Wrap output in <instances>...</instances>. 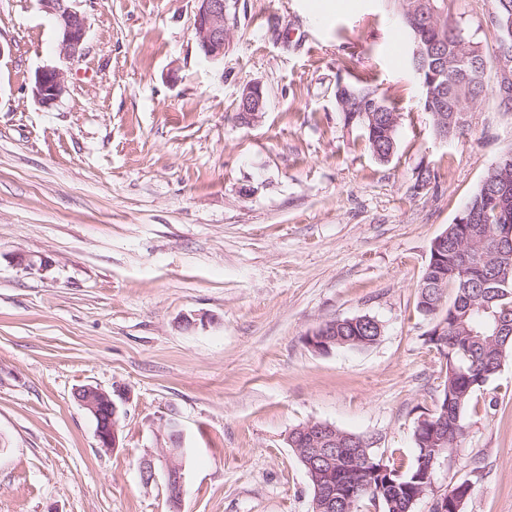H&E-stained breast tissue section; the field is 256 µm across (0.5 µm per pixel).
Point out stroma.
I'll list each match as a JSON object with an SVG mask.
<instances>
[{"label":"stroma","mask_w":512,"mask_h":512,"mask_svg":"<svg viewBox=\"0 0 512 512\" xmlns=\"http://www.w3.org/2000/svg\"><path fill=\"white\" fill-rule=\"evenodd\" d=\"M226 0L207 60L195 0H79L85 53H59L38 0H0V512H170L163 468L140 463L162 423L183 432L181 512H311L287 438L325 422L409 467L446 360L417 309L434 239L512 147L493 93L437 136L391 0ZM492 0L454 23L493 51ZM63 69L52 107L32 94ZM397 107L388 161L345 126L337 80ZM266 111L236 118L246 85ZM427 164L435 182L415 189ZM45 256L27 271L16 258ZM367 315L374 345L314 351L319 324ZM193 318L185 327L184 318ZM125 396L106 450L75 400ZM413 512L456 483L462 512H512V352L463 420ZM66 90V75L63 70L46 68L36 72L32 93L43 106H53L61 99Z\"/></svg>","instance_id":"obj_1"}]
</instances>
